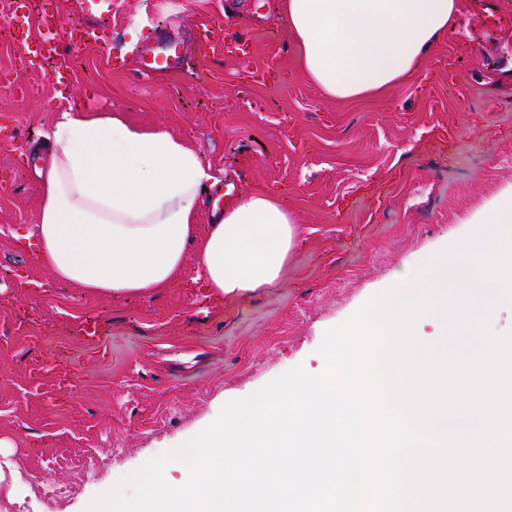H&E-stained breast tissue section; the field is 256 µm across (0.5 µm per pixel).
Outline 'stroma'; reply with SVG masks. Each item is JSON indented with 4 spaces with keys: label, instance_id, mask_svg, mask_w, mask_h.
Returning <instances> with one entry per match:
<instances>
[{
    "label": "stroma",
    "instance_id": "stroma-1",
    "mask_svg": "<svg viewBox=\"0 0 512 512\" xmlns=\"http://www.w3.org/2000/svg\"><path fill=\"white\" fill-rule=\"evenodd\" d=\"M57 2L64 19L97 25L124 66L72 51L62 96L47 74L22 72L19 43L0 42V470L22 477L0 491V512H85L226 402L293 367L323 368L327 329L512 189V0H462L456 36L412 80L344 103L298 69L282 0ZM228 13L246 54L139 76L131 28L145 43L163 20L185 37ZM66 108L166 127L227 198L277 193L300 229L281 278L221 304L192 254L172 287L146 296L116 301L53 280L18 237L34 231L43 195L33 155L47 153L42 134Z\"/></svg>",
    "mask_w": 512,
    "mask_h": 512
}]
</instances>
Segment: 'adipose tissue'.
<instances>
[{
    "instance_id": "obj_1",
    "label": "adipose tissue",
    "mask_w": 512,
    "mask_h": 512,
    "mask_svg": "<svg viewBox=\"0 0 512 512\" xmlns=\"http://www.w3.org/2000/svg\"><path fill=\"white\" fill-rule=\"evenodd\" d=\"M461 0H284L280 20L297 63L323 97L382 95L421 69L455 30ZM52 151L37 173L44 196L36 253L54 280L119 300L172 286L188 251L214 302L277 281L298 229L269 191L240 194L197 236L198 153L163 127L119 114L59 111L45 133Z\"/></svg>"
}]
</instances>
